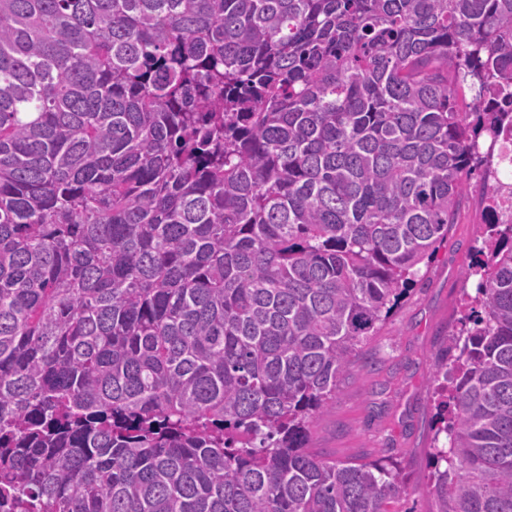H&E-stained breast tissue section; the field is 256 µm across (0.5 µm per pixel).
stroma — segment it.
<instances>
[{
	"mask_svg": "<svg viewBox=\"0 0 512 512\" xmlns=\"http://www.w3.org/2000/svg\"><path fill=\"white\" fill-rule=\"evenodd\" d=\"M485 217L479 191L470 189L447 238L421 263L388 320L359 351L335 402L311 427L308 445L322 456L396 463L408 485L397 512L433 509L427 453L437 407L428 384L435 355L461 327L463 292L476 290V280H463L461 271L482 245L476 229Z\"/></svg>",
	"mask_w": 512,
	"mask_h": 512,
	"instance_id": "obj_1",
	"label": "stroma"
}]
</instances>
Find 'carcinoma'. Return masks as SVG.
I'll return each mask as SVG.
<instances>
[{"instance_id":"carcinoma-1","label":"carcinoma","mask_w":512,"mask_h":512,"mask_svg":"<svg viewBox=\"0 0 512 512\" xmlns=\"http://www.w3.org/2000/svg\"><path fill=\"white\" fill-rule=\"evenodd\" d=\"M511 132L512 0H0V512H394L310 427ZM487 209L433 512H512Z\"/></svg>"}]
</instances>
